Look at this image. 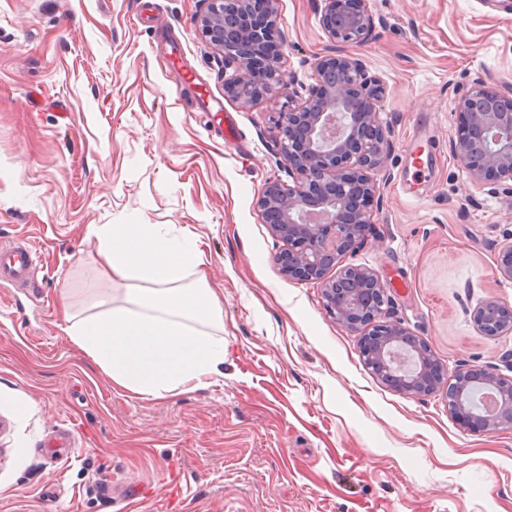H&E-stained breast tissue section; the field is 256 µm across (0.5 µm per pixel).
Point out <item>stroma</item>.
I'll return each mask as SVG.
<instances>
[{"instance_id": "obj_1", "label": "stroma", "mask_w": 512, "mask_h": 512, "mask_svg": "<svg viewBox=\"0 0 512 512\" xmlns=\"http://www.w3.org/2000/svg\"><path fill=\"white\" fill-rule=\"evenodd\" d=\"M358 47L387 88L393 152L382 207L347 266L376 271L391 316L447 373L512 377V333L478 332L484 300L512 305L497 267L512 193L474 184L453 151L476 79L512 93V0H369ZM323 0H279L292 95L241 107L201 36L205 0H0V241L38 250L27 287L0 285V512H512V429L473 433L443 391L409 397L366 368L322 286L284 276L257 198L291 183L280 120L332 49ZM181 45L180 58L168 47ZM194 82H184V75ZM216 96L223 113L198 112ZM432 136L417 199L402 146ZM154 224L195 239L224 299V372L151 398L112 383L58 307L125 303L90 225ZM68 433L74 453L50 455ZM144 499L127 498L130 487Z\"/></svg>"}]
</instances>
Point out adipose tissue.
<instances>
[{
  "label": "adipose tissue",
  "mask_w": 512,
  "mask_h": 512,
  "mask_svg": "<svg viewBox=\"0 0 512 512\" xmlns=\"http://www.w3.org/2000/svg\"><path fill=\"white\" fill-rule=\"evenodd\" d=\"M101 265L130 283L126 304L97 302L77 318L62 309L64 331L122 388L160 398L206 385L224 366V303L202 272L204 259L188 237H167L149 224L93 227Z\"/></svg>",
  "instance_id": "adipose-tissue-1"
}]
</instances>
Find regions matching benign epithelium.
<instances>
[{
    "label": "benign epithelium",
    "mask_w": 512,
    "mask_h": 512,
    "mask_svg": "<svg viewBox=\"0 0 512 512\" xmlns=\"http://www.w3.org/2000/svg\"><path fill=\"white\" fill-rule=\"evenodd\" d=\"M202 35L236 66L226 92L247 108L273 92L291 89L283 69L285 37L276 24L278 0H206ZM321 24L334 51L315 65L316 83L297 107L282 115L281 147L294 185L268 184L257 207L272 232L288 243L278 256L283 273L322 283L327 311L360 337L366 367L407 396L433 392L444 380L428 344L399 322L388 321L391 299L378 274L343 266L365 242L381 197L376 175L393 151L378 120L387 96L381 80L349 51L370 38L368 0H324ZM456 155L475 183L512 191V98L477 79L461 98ZM502 276L512 279V240L498 253ZM336 276L329 278L330 270ZM487 336L512 333V307L485 300L474 313ZM494 396L493 409L475 412V387ZM449 415L462 428L493 433L512 427V377L485 368L462 369L447 383Z\"/></svg>",
    "instance_id": "benign-epithelium-1"
}]
</instances>
